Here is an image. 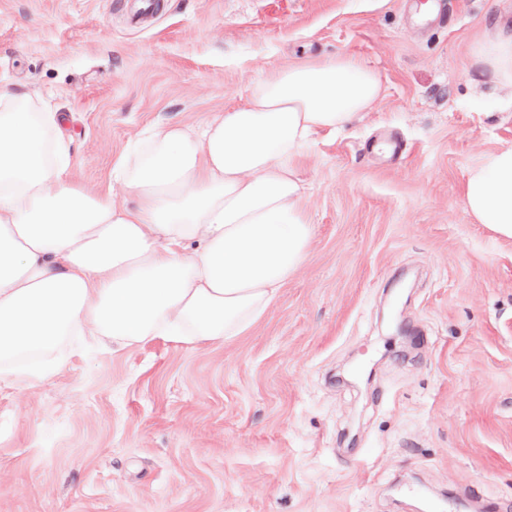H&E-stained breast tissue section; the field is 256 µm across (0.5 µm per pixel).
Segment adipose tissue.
<instances>
[{
  "mask_svg": "<svg viewBox=\"0 0 512 512\" xmlns=\"http://www.w3.org/2000/svg\"><path fill=\"white\" fill-rule=\"evenodd\" d=\"M473 59L512 85V32L493 26ZM382 90L376 71L343 56L275 69L200 127L145 128L112 167L131 196L122 205L73 182L58 112L0 91V381L53 373L75 336L129 349L245 335L314 236L298 158ZM462 198L475 222L512 240V145L468 169Z\"/></svg>",
  "mask_w": 512,
  "mask_h": 512,
  "instance_id": "adipose-tissue-1",
  "label": "adipose tissue"
}]
</instances>
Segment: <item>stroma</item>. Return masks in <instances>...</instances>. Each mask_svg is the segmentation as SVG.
<instances>
[{
    "instance_id": "stroma-1",
    "label": "stroma",
    "mask_w": 512,
    "mask_h": 512,
    "mask_svg": "<svg viewBox=\"0 0 512 512\" xmlns=\"http://www.w3.org/2000/svg\"><path fill=\"white\" fill-rule=\"evenodd\" d=\"M0 0V89L68 120L108 190L148 126L202 124L268 71L340 54L379 101L299 170L309 253L246 335L75 345L0 381V512H430L512 502V241L472 221L469 167L512 145V86L472 48L512 0ZM393 130L395 158L376 149Z\"/></svg>"
}]
</instances>
